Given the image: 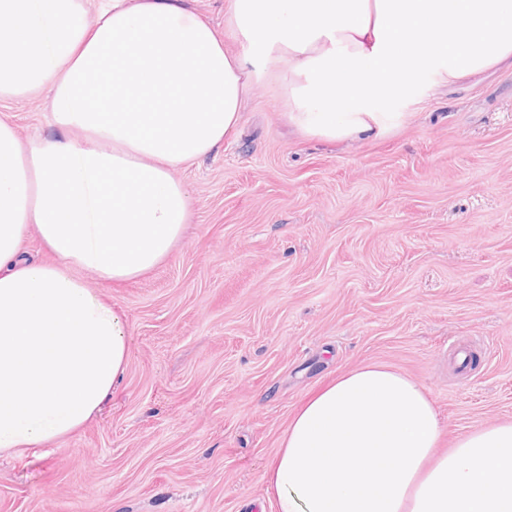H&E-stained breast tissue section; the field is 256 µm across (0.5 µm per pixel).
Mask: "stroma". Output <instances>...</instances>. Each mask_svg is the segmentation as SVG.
<instances>
[{"mask_svg":"<svg viewBox=\"0 0 512 512\" xmlns=\"http://www.w3.org/2000/svg\"><path fill=\"white\" fill-rule=\"evenodd\" d=\"M52 132L41 100L5 106ZM171 257L112 286L119 388L73 435L0 454V512H275L262 475L299 404L377 362L429 392L442 447L512 418V65L428 77L383 135L296 132L266 82L178 170Z\"/></svg>","mask_w":512,"mask_h":512,"instance_id":"stroma-1","label":"stroma"}]
</instances>
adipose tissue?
Masks as SVG:
<instances>
[{
    "mask_svg": "<svg viewBox=\"0 0 512 512\" xmlns=\"http://www.w3.org/2000/svg\"><path fill=\"white\" fill-rule=\"evenodd\" d=\"M512 59V0H0V102L45 96L53 134L0 114V452L66 438L130 355L124 314L90 290L142 278L191 220L175 170L217 152L256 83L304 135L384 132L424 78ZM36 230L53 262L27 257ZM429 393L370 363L292 415L262 482L276 512H512V420L449 449ZM191 11L209 18L217 28L224 26V0H186Z\"/></svg>",
    "mask_w": 512,
    "mask_h": 512,
    "instance_id": "1",
    "label": "adipose tissue"
}]
</instances>
